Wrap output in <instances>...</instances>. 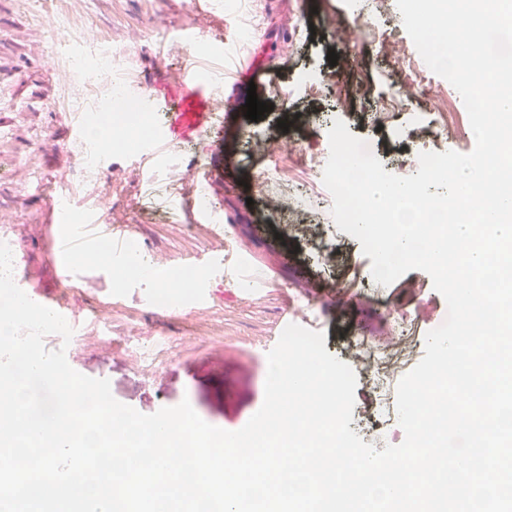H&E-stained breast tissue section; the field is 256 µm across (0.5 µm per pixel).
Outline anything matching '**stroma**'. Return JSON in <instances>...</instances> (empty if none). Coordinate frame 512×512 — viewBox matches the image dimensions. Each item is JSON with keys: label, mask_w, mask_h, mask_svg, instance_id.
Segmentation results:
<instances>
[{"label": "stroma", "mask_w": 512, "mask_h": 512, "mask_svg": "<svg viewBox=\"0 0 512 512\" xmlns=\"http://www.w3.org/2000/svg\"><path fill=\"white\" fill-rule=\"evenodd\" d=\"M363 0H84L73 30L80 46L66 37L48 38L21 0H0V225L17 243L14 271L32 284L52 285L51 200L67 195L71 213L120 215L138 246L143 264L163 259L167 270L192 269L196 284L212 277L190 258L245 250L272 282L268 291L243 290L225 279L211 308L196 310L194 290L177 301L161 302L168 286L161 273L128 275L97 259L82 267L73 287L60 291L63 303L85 324L70 345V366L107 379L114 398L151 414L189 400L207 423L242 428L261 407L268 346L279 335L287 296L316 321L325 349L351 360V341L366 338L389 345L386 315H407L411 355L399 362L403 377L422 359L427 332L443 324L447 304L421 270L376 288L371 260L358 240L341 232L331 215L332 199L309 196L306 161L323 153L328 131L343 120L363 139L385 171L401 176L417 169L423 151L470 153L475 146L461 96L435 73H416L380 42L409 43L398 8L363 23ZM198 32L185 45L179 30ZM353 30L349 46L336 40ZM107 47L118 70L159 94L171 91L184 67L206 82L231 81L252 52H261L265 74L255 80L260 101L270 104L261 120L247 119L239 106L214 120L210 131L182 145L186 164L212 167L211 208L224 230L208 231L192 219V183L171 186L161 175L170 158L144 161L115 142L106 147L103 180L112 188L83 180L69 137L78 117L63 96L85 91V72L94 65V45ZM337 62H329L328 53ZM81 62L69 79L64 64ZM444 90L448 110L459 121L447 139L428 134L430 94ZM399 102L395 127L377 128L371 114L381 100ZM287 128H279V121ZM296 142L288 158L295 172L288 189L307 195L303 210L280 213L253 186L256 174L275 154L254 155L255 140Z\"/></svg>", "instance_id": "stroma-1"}]
</instances>
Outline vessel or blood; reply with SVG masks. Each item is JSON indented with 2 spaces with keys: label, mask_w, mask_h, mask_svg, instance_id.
Masks as SVG:
<instances>
[{
  "label": "vessel or blood",
  "mask_w": 512,
  "mask_h": 512,
  "mask_svg": "<svg viewBox=\"0 0 512 512\" xmlns=\"http://www.w3.org/2000/svg\"><path fill=\"white\" fill-rule=\"evenodd\" d=\"M173 94L169 101L174 105L175 117L162 126L154 138L141 144L142 158L156 159L170 149L193 140L205 132L214 117L216 98L212 89L200 82L193 70L187 69L176 74ZM107 240L112 245V254L124 256L128 244L126 225L107 221L97 214L88 215L85 224L75 226L70 233L52 232L51 256L56 270L65 282H73L78 274L79 264L87 261L95 252L98 242ZM19 287L35 302L42 304L60 315H68L65 307L53 290L29 285L19 280Z\"/></svg>",
  "instance_id": "b4317fda"
}]
</instances>
